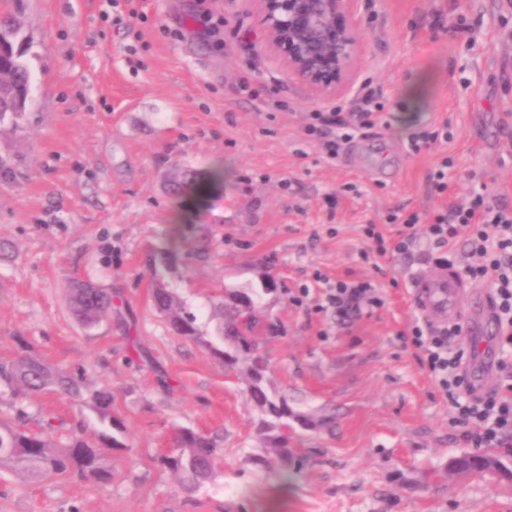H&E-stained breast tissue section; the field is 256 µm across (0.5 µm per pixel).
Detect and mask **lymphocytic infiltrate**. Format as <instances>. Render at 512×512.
<instances>
[{
	"label": "lymphocytic infiltrate",
	"instance_id": "f902f5d3",
	"mask_svg": "<svg viewBox=\"0 0 512 512\" xmlns=\"http://www.w3.org/2000/svg\"><path fill=\"white\" fill-rule=\"evenodd\" d=\"M363 95L351 112H314L307 130L322 141L328 158H336L354 131L376 127L380 118ZM369 245L363 260L382 259L409 253L419 241L435 251V265H448L449 254L464 249L467 261L461 269L465 279L486 284L492 290V303L500 330L497 344L512 347V211L490 204L477 193L454 204L449 213L434 215L421 222L418 214L405 219L390 216L385 224H365L362 228ZM325 291L322 308L337 316L351 317L362 307L381 308L385 301L378 287L365 278L322 277ZM461 325L430 330L413 325L400 332L405 346L411 347L421 366L427 369L448 400L449 424L469 447L507 448L512 446V359L501 358L498 369L503 377L492 389L476 391L469 376V363L460 347Z\"/></svg>",
	"mask_w": 512,
	"mask_h": 512
}]
</instances>
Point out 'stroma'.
<instances>
[{
    "label": "stroma",
    "mask_w": 512,
    "mask_h": 512,
    "mask_svg": "<svg viewBox=\"0 0 512 512\" xmlns=\"http://www.w3.org/2000/svg\"><path fill=\"white\" fill-rule=\"evenodd\" d=\"M1 9L28 36L33 101L0 125V356L21 336L49 363L110 385L126 432L106 453L110 484L0 471V512H512V480H449L466 445L397 336L420 316L412 282L432 261L416 248L376 273L360 257L361 224L394 210L444 211L473 191L512 210V0H358L356 75L326 98L269 54L252 0ZM245 81L255 96L239 93ZM359 90L387 124L328 160L308 115L347 108ZM441 126L450 139L411 153L412 133ZM446 156L437 196L429 175ZM191 171L223 179L174 195ZM175 220L189 246L154 275L149 257ZM318 271L374 276L384 307L341 319L296 305ZM270 275L259 353L269 384L313 422L289 433L297 459L285 467L263 449L246 362L226 367L204 344L221 290ZM77 280L112 294L91 328L70 310ZM158 281L200 313L202 340L169 331L150 297ZM24 406L82 422L88 436L100 428L53 394ZM327 415L334 428L321 426ZM183 427L220 437L219 473L193 491L159 462Z\"/></svg>",
    "instance_id": "1"
}]
</instances>
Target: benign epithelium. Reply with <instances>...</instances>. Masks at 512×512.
<instances>
[{
  "mask_svg": "<svg viewBox=\"0 0 512 512\" xmlns=\"http://www.w3.org/2000/svg\"><path fill=\"white\" fill-rule=\"evenodd\" d=\"M269 53L317 95L352 84L360 51L354 0H252Z\"/></svg>",
  "mask_w": 512,
  "mask_h": 512,
  "instance_id": "obj_1",
  "label": "benign epithelium"
}]
</instances>
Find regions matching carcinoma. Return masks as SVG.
<instances>
[{"label":"carcinoma","mask_w":512,"mask_h":512,"mask_svg":"<svg viewBox=\"0 0 512 512\" xmlns=\"http://www.w3.org/2000/svg\"><path fill=\"white\" fill-rule=\"evenodd\" d=\"M0 80L8 83L10 96L0 99V124L20 119L32 102V76L26 53L15 54V47L0 44ZM264 288H226L220 307L232 311V318L218 325L214 336L205 341L214 356L226 364L238 362L239 356L253 348L249 333L257 327L256 312ZM155 309L168 323L173 334L201 340L198 316L176 295L158 283L152 289ZM71 304L75 317L86 327L99 322L112 311V294L89 281H78L71 289ZM267 365L259 356L247 367L246 397L261 417L264 430H276L278 442L271 451L278 459L289 461L288 432L293 424H308L306 417L294 411L288 400L270 387L265 373ZM11 387L15 395L52 392L74 404L91 409L98 417L102 431L88 438L54 423V418L41 419L39 429L25 427L28 413L16 409L17 423L0 420V470L9 469L26 479L38 482L72 476L108 483L112 472L101 463L102 448H118L123 443L115 436L124 430L123 423L112 415V388L106 384L94 386L78 375L64 372L45 361L26 345L12 357L0 358V383ZM165 468L195 489L214 480L218 457L215 439L190 428L180 430L177 448L161 458Z\"/></svg>","instance_id":"cac0c4a2"}]
</instances>
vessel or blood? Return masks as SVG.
<instances>
[{
	"label": "vessel or blood",
	"mask_w": 512,
	"mask_h": 512,
	"mask_svg": "<svg viewBox=\"0 0 512 512\" xmlns=\"http://www.w3.org/2000/svg\"><path fill=\"white\" fill-rule=\"evenodd\" d=\"M413 301L429 321L466 324L477 339H486L496 329L487 295L475 292L455 268H437L418 279Z\"/></svg>",
	"instance_id": "vessel-or-blood-1"
}]
</instances>
